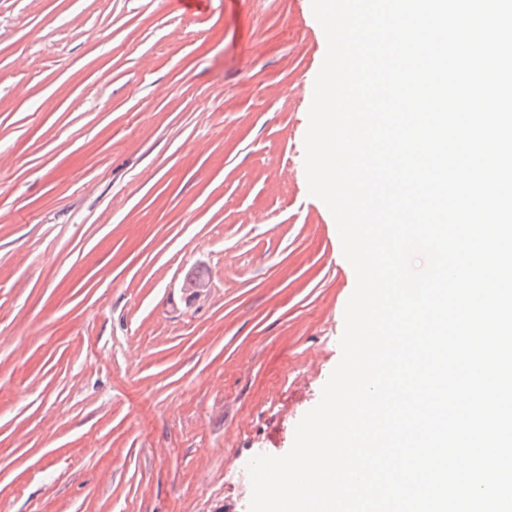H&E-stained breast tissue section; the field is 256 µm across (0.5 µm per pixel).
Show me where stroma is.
Masks as SVG:
<instances>
[{
  "label": "stroma",
  "instance_id": "1",
  "mask_svg": "<svg viewBox=\"0 0 512 512\" xmlns=\"http://www.w3.org/2000/svg\"><path fill=\"white\" fill-rule=\"evenodd\" d=\"M326 48L311 0H0V512H248L356 283Z\"/></svg>",
  "mask_w": 512,
  "mask_h": 512
}]
</instances>
